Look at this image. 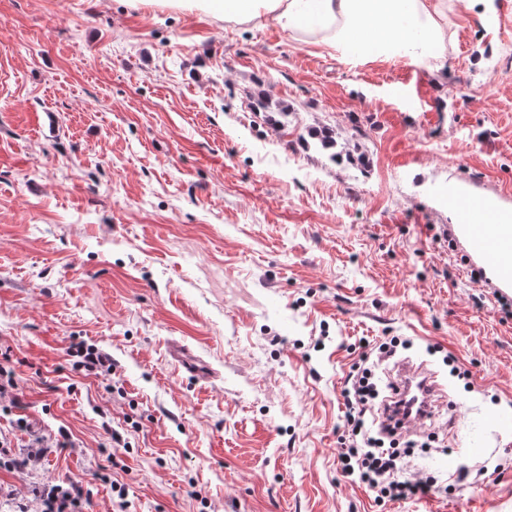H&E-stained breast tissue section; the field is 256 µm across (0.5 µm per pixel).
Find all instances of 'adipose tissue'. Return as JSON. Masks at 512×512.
<instances>
[{
  "instance_id": "ef3b65f1",
  "label": "adipose tissue",
  "mask_w": 512,
  "mask_h": 512,
  "mask_svg": "<svg viewBox=\"0 0 512 512\" xmlns=\"http://www.w3.org/2000/svg\"><path fill=\"white\" fill-rule=\"evenodd\" d=\"M208 12L238 24L273 21L355 62L407 56L424 44L442 62L446 0H204Z\"/></svg>"
}]
</instances>
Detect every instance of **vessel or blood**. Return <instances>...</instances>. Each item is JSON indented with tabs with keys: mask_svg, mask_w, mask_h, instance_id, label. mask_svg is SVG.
I'll return each mask as SVG.
<instances>
[{
	"mask_svg": "<svg viewBox=\"0 0 512 512\" xmlns=\"http://www.w3.org/2000/svg\"><path fill=\"white\" fill-rule=\"evenodd\" d=\"M448 206L456 230L467 241L472 256L499 287L512 288V207L461 186L449 188ZM172 357L191 376L207 378V367L188 348L173 347Z\"/></svg>",
	"mask_w": 512,
	"mask_h": 512,
	"instance_id": "vessel-or-blood-1",
	"label": "vessel or blood"
}]
</instances>
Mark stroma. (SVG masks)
<instances>
[{
    "label": "stroma",
    "mask_w": 512,
    "mask_h": 512,
    "mask_svg": "<svg viewBox=\"0 0 512 512\" xmlns=\"http://www.w3.org/2000/svg\"><path fill=\"white\" fill-rule=\"evenodd\" d=\"M445 22L443 67L354 65L195 5L0 0V512L66 479L79 512H512V315L448 231L449 187L512 206V14ZM383 336L440 386L406 468L441 491L381 507L337 438ZM68 355L79 358L74 363L89 373L111 375L115 369V363L109 353L94 345L88 346L84 342L70 347ZM172 357L177 366L182 367L187 373L197 379L209 377L208 368L200 364L198 360L190 353L188 348L175 346L171 350Z\"/></svg>",
    "instance_id": "1"
}]
</instances>
